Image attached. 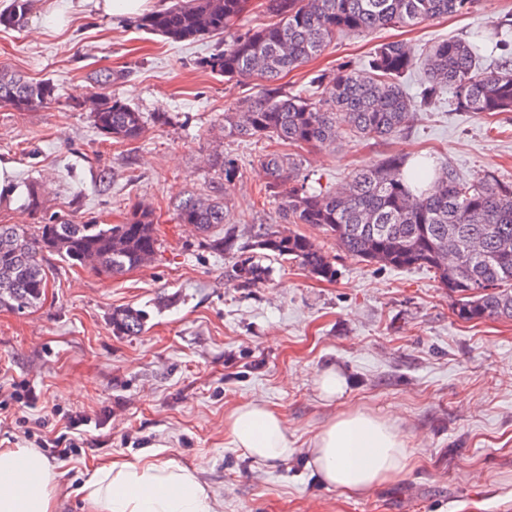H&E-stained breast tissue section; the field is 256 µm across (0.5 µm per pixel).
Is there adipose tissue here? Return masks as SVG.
Here are the masks:
<instances>
[{"mask_svg": "<svg viewBox=\"0 0 512 512\" xmlns=\"http://www.w3.org/2000/svg\"><path fill=\"white\" fill-rule=\"evenodd\" d=\"M232 447L274 464L292 454L283 415L262 400L237 405L224 419ZM405 436L393 414L353 410L327 419L315 434L308 464L320 482L366 495L405 468ZM83 491L85 512H215L208 486L192 468L153 455L97 466ZM57 475L39 450L0 449V512H55Z\"/></svg>", "mask_w": 512, "mask_h": 512, "instance_id": "ef3b65f1", "label": "adipose tissue"}]
</instances>
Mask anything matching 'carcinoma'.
Segmentation results:
<instances>
[{
  "label": "carcinoma",
  "instance_id": "cac0c4a2",
  "mask_svg": "<svg viewBox=\"0 0 512 512\" xmlns=\"http://www.w3.org/2000/svg\"><path fill=\"white\" fill-rule=\"evenodd\" d=\"M472 0H265L271 21L245 26L248 0H173L169 7L136 20V26L174 42L226 34L228 38L197 65L226 82H261L260 94L224 113V137L269 140L294 147H320L340 132L364 141L396 136L411 111L429 108L447 90L464 112H512V56L489 67L480 49L462 38L442 39L426 56L411 45L384 42L364 69L343 64L313 79L315 99L293 93L280 83L334 40L392 27H410L466 12ZM33 0H10L0 11V26L20 28ZM512 36V14L495 21L488 37L497 52ZM425 80L410 96L402 77L419 68ZM92 113L96 128L121 141L140 139L147 121L170 124L167 112L151 118L124 99L99 94ZM56 99L48 80L30 82L0 70V104L24 112ZM274 199L287 224H311L329 232L342 251L370 264L393 268L426 267L448 289L453 312L464 321L512 318V182L491 171L465 178L453 166L439 171L425 160L406 165L394 153L371 168L358 169L338 190L308 183L292 155L277 151L258 156ZM212 167L230 182L236 159L214 154ZM176 219L188 224L208 247L235 255L234 276L250 287L266 278L267 268L253 252L293 260L312 276L336 279L331 258L313 241L272 224L248 226V241L238 243L237 223L223 188L191 192L177 205ZM226 228L223 233L216 228ZM0 307L23 313L37 307L48 288L43 254L54 253L71 265L107 278L144 266L161 243L152 210H133L123 224H36L28 229L0 224ZM146 314L132 308L112 313V329L140 333Z\"/></svg>",
  "mask_w": 512,
  "mask_h": 512
}]
</instances>
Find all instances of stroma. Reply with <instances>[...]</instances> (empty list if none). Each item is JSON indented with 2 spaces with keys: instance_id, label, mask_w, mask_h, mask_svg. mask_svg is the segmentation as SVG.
Instances as JSON below:
<instances>
[{
  "instance_id": "35a3bbf8",
  "label": "stroma",
  "mask_w": 512,
  "mask_h": 512,
  "mask_svg": "<svg viewBox=\"0 0 512 512\" xmlns=\"http://www.w3.org/2000/svg\"><path fill=\"white\" fill-rule=\"evenodd\" d=\"M507 13L512 0H476L464 15L349 35L285 83L309 94L318 73L345 61L364 68L380 43L420 50L469 39ZM217 43L139 31L133 17L100 14L96 0H34L23 28L0 27V68L57 87L45 106L0 107V160L13 164L18 189L15 207L0 206V224H121L143 204L162 242L152 263L115 278L45 254L44 300L23 313L0 308V400L15 390L33 399L0 410V448L27 444L30 431L63 432V417L79 420V449L49 460L67 495L60 512H82L73 490L95 465L148 453L197 469L217 512H512V319L460 320L430 269L359 261L309 224L294 230L331 255L335 280L271 259L266 280L245 288L233 258L176 222L186 192L217 184L242 225L282 221L274 201L258 195L267 177L255 159L265 142L223 132L225 112L256 95V82L230 85L196 64ZM98 93L173 121L147 125L135 141L105 137L81 107ZM216 150L235 158L232 182L210 168ZM390 152L512 182V112H462L447 94L413 110L392 141L342 136L297 155L312 179L338 189ZM34 185L44 192L36 216L26 208ZM126 307L147 312L141 334L113 330V311ZM329 367L348 380L330 405L315 385ZM253 399L284 415L288 460L267 465L228 445L225 414ZM347 410L394 412L410 452L398 479L367 496L322 486L306 465L321 424Z\"/></svg>"
}]
</instances>
